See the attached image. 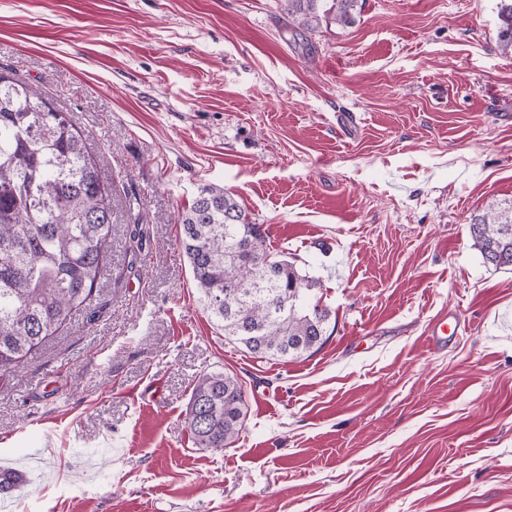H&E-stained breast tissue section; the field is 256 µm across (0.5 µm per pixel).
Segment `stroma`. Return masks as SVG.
<instances>
[{
  "label": "stroma",
  "mask_w": 512,
  "mask_h": 512,
  "mask_svg": "<svg viewBox=\"0 0 512 512\" xmlns=\"http://www.w3.org/2000/svg\"><path fill=\"white\" fill-rule=\"evenodd\" d=\"M498 0H0V66L67 112L112 194L94 296L0 373V512H512V271L469 226L512 205ZM205 184L322 287L288 361L225 338L179 248ZM460 325L435 346L429 325ZM237 376V443L196 448L194 383ZM281 9L288 14L292 24L315 31L321 21L349 25L360 0H279Z\"/></svg>",
  "instance_id": "1"
}]
</instances>
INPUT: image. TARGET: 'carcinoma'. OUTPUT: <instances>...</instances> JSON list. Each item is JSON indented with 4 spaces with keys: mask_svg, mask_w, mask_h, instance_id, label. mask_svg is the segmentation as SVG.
<instances>
[{
    "mask_svg": "<svg viewBox=\"0 0 512 512\" xmlns=\"http://www.w3.org/2000/svg\"><path fill=\"white\" fill-rule=\"evenodd\" d=\"M292 24L349 25L360 0H280ZM498 38L512 52V0H499ZM179 246L192 279L229 339L253 355L297 358L324 344L330 311L311 301L318 279L278 259L262 225L236 196L199 187L181 215ZM484 263L512 268V215L470 225ZM112 236V206L87 139L67 113L0 68V373L31 358L80 312L91 310ZM246 417L243 385L205 373L186 417L195 447L222 452Z\"/></svg>",
    "mask_w": 512,
    "mask_h": 512,
    "instance_id": "obj_1",
    "label": "carcinoma"
}]
</instances>
